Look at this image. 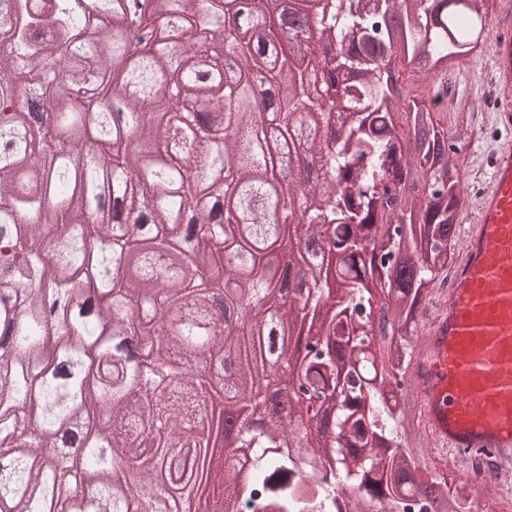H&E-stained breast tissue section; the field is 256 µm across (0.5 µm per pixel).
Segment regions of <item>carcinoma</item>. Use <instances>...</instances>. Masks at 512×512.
Returning <instances> with one entry per match:
<instances>
[{
    "label": "carcinoma",
    "mask_w": 512,
    "mask_h": 512,
    "mask_svg": "<svg viewBox=\"0 0 512 512\" xmlns=\"http://www.w3.org/2000/svg\"><path fill=\"white\" fill-rule=\"evenodd\" d=\"M268 2L141 0L132 28L130 0H0V512H156L206 473L230 512H343L350 487L357 512H470L429 459L413 369L460 256L438 116L486 0H295L329 98L251 48ZM417 60L427 101L392 69ZM258 86L292 106L258 108ZM267 121L308 130L286 242ZM277 250L298 301L266 272ZM210 289L244 332L214 324ZM297 323L255 391L261 337ZM219 403L235 447L215 463L195 424Z\"/></svg>",
    "instance_id": "obj_1"
}]
</instances>
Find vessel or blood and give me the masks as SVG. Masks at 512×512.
I'll list each match as a JSON object with an SVG mask.
<instances>
[{"instance_id": "vessel-or-blood-1", "label": "vessel or blood", "mask_w": 512, "mask_h": 512, "mask_svg": "<svg viewBox=\"0 0 512 512\" xmlns=\"http://www.w3.org/2000/svg\"><path fill=\"white\" fill-rule=\"evenodd\" d=\"M491 177L468 222L461 259L430 319L414 382L432 445L443 453L512 455V5L496 15Z\"/></svg>"}]
</instances>
